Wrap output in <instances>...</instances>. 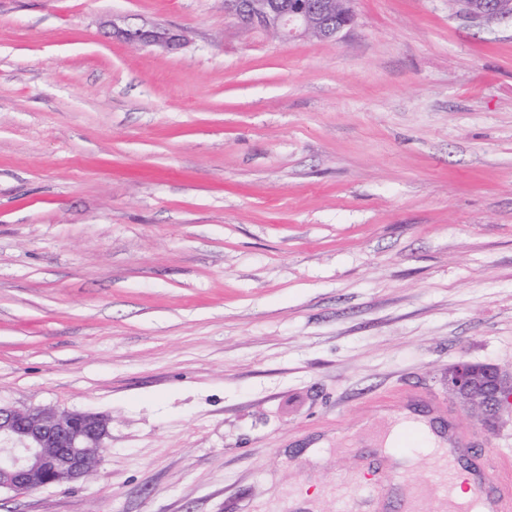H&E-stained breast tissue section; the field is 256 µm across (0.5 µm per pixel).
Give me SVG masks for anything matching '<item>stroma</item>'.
Listing matches in <instances>:
<instances>
[{
    "label": "stroma",
    "mask_w": 512,
    "mask_h": 512,
    "mask_svg": "<svg viewBox=\"0 0 512 512\" xmlns=\"http://www.w3.org/2000/svg\"><path fill=\"white\" fill-rule=\"evenodd\" d=\"M351 7L326 42L224 0H0V405L110 420L89 476L0 512H350L404 409L512 440L447 385L512 375V21ZM105 26L110 28L112 37L129 43L173 50L181 47L184 42L181 34L158 23L143 22L141 25H133L124 19L118 22L112 18L105 22Z\"/></svg>",
    "instance_id": "obj_1"
}]
</instances>
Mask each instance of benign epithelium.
<instances>
[{
  "label": "benign epithelium",
  "instance_id": "benign-epithelium-1",
  "mask_svg": "<svg viewBox=\"0 0 512 512\" xmlns=\"http://www.w3.org/2000/svg\"><path fill=\"white\" fill-rule=\"evenodd\" d=\"M224 12L244 28L260 26L284 40L316 34L334 41L354 19L346 6L329 21L333 9L320 0H224ZM461 13L478 24L512 21V6L504 0H478ZM105 26L129 43L173 50L184 42L158 23L133 25L112 18ZM448 393L462 403H480L490 425L512 407V378L494 366L461 361L448 368ZM108 437L109 420L97 413L0 406V491L26 494L83 479L99 461Z\"/></svg>",
  "mask_w": 512,
  "mask_h": 512
}]
</instances>
